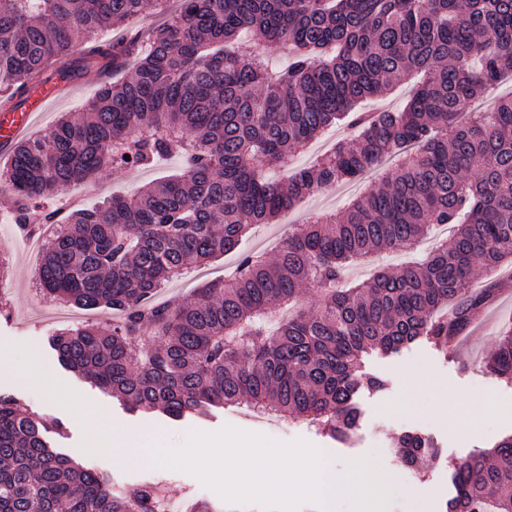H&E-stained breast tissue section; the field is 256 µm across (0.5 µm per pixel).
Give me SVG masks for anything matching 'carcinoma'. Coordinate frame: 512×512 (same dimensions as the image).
Instances as JSON below:
<instances>
[{
    "label": "carcinoma",
    "mask_w": 512,
    "mask_h": 512,
    "mask_svg": "<svg viewBox=\"0 0 512 512\" xmlns=\"http://www.w3.org/2000/svg\"><path fill=\"white\" fill-rule=\"evenodd\" d=\"M179 2L148 36L104 41L148 0H0V97L54 79L99 83L83 112L18 141L0 169L23 232L51 223L48 205L103 170L182 161L132 197L70 210L44 239L41 293L117 315L110 327L63 329L52 345L131 410L180 419L247 405L347 444L357 393L383 387L358 375L361 356L418 339L448 353L512 266V97L467 118L470 103L512 71V0ZM243 29L286 49L288 65L268 71L239 46ZM60 59L68 67L52 70ZM130 59V72L112 81ZM415 73L422 81L403 110L356 111ZM348 116L360 127L355 144L289 169L296 151ZM387 156L401 161L382 186L315 216L275 257L243 254L231 279L180 303H148L164 282L234 251L252 225L274 223ZM274 166L290 174L266 179ZM435 224L455 232L425 260L345 283L348 266L410 246ZM477 267L487 272L482 288L470 287ZM307 285L320 294L312 309L297 307ZM486 369L512 382V327ZM48 430L0 395V512H161L158 487L112 493L105 475L51 448ZM392 441L405 466L441 458L430 437ZM451 467L445 512H512V435Z\"/></svg>",
    "instance_id": "carcinoma-1"
}]
</instances>
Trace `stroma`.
Returning <instances> with one entry per match:
<instances>
[{"mask_svg": "<svg viewBox=\"0 0 512 512\" xmlns=\"http://www.w3.org/2000/svg\"><path fill=\"white\" fill-rule=\"evenodd\" d=\"M97 88L93 80L73 78L68 90L34 121L31 135L47 132L63 113L82 111ZM180 164V158L172 157L158 168L131 173L105 171L74 186L71 193L79 197L81 205L90 206L114 193L132 194L156 178L161 170H172ZM347 202V196L319 191L283 212L275 223L255 229L241 249L252 251L265 239L274 243L287 240L306 223L310 210L336 212ZM15 209L10 191L0 188V249L13 251V275L7 283L10 312L0 313V344L29 346L41 369L93 404L115 427H139L177 446L190 433L212 434L231 426L283 443L306 441L339 467L366 457L377 467L392 492L385 512H412L417 504L424 512H445V503L453 490L449 462L490 449L499 440L512 435V383L491 377L483 368L484 359L496 346L500 327L512 324V292L499 296L477 318L467 332L466 343L461 344L456 353L446 356L427 342L418 341L392 355L376 352L364 355L360 376L379 378L384 386L378 391L361 390L357 396L359 429L348 447L318 433L315 427L288 418L275 424L248 421L235 407H214L202 415L182 420L171 419L157 411H130L65 366L52 349L49 339L54 328L47 320L49 303L31 288L42 254L23 250L25 236L14 222ZM438 239V234L433 233L414 248L376 253L365 264L348 268L345 277L361 281L377 270H391L402 263L422 259ZM15 363L12 356L0 359V394L14 395L31 411L50 420L46 439L51 446L79 464L100 469L120 484L123 493H133L151 483L170 484L221 506L223 512H263L256 503L226 502L196 475L186 471L156 467L147 459L127 464L109 451L85 453L83 426L73 420L68 408L53 402L35 386L20 385L9 376L8 371ZM401 431L433 438L441 451L440 460L417 470L404 467L391 442L392 435Z\"/></svg>", "mask_w": 512, "mask_h": 512, "instance_id": "1", "label": "stroma"}]
</instances>
